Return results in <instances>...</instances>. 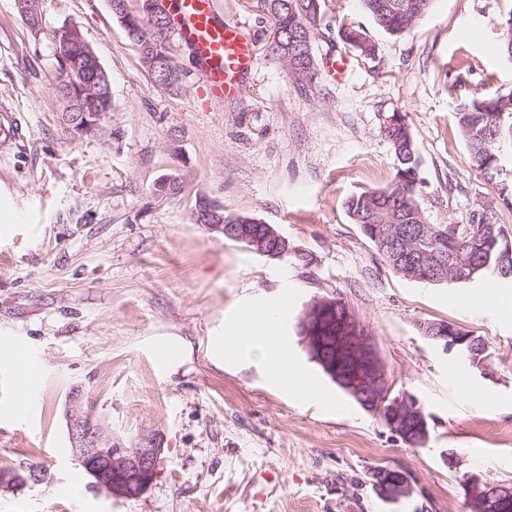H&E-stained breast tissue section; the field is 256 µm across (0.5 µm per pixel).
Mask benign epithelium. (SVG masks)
Segmentation results:
<instances>
[{"mask_svg":"<svg viewBox=\"0 0 512 512\" xmlns=\"http://www.w3.org/2000/svg\"><path fill=\"white\" fill-rule=\"evenodd\" d=\"M208 230L218 233H232L239 243L260 255L268 254L269 238H260L241 225L224 226L209 224ZM376 241L389 249L396 260V265L410 269V273L424 271L423 278L437 281L446 278L448 268L465 270L461 257L453 252L446 258H433L419 246L409 249L401 245L396 234V225L378 224L374 226ZM501 239L502 267L504 277L512 276L507 268V261L512 260V238L499 234ZM336 302L331 298L319 297L304 308L299 319L302 343L311 358L321 363L327 372L335 376L344 389L356 396L369 411L377 413L387 427L400 437L414 422H419L421 439L418 446L423 447L429 440L426 420L422 419L419 401L406 393L392 394L387 369L379 356L373 336L360 323L355 313L348 309L340 319H329ZM437 338L445 341V346L452 351L468 343L470 349L477 351L473 355L474 364L485 368L488 348L476 347L474 336L464 332H441ZM70 450L79 459L96 488L105 491L113 498H135L143 494L153 483L158 474L161 448L156 438L149 434L136 437L131 446L112 434L111 426L104 420H92L84 412L82 390L75 387L67 396L65 406ZM375 489L386 499L397 502L407 497L411 487L406 477L386 468L371 472ZM466 494L474 512H484L489 507L500 506L505 510L512 502V490L503 485H491L481 482L474 475L463 479Z\"/></svg>","mask_w":512,"mask_h":512,"instance_id":"1","label":"benign epithelium"}]
</instances>
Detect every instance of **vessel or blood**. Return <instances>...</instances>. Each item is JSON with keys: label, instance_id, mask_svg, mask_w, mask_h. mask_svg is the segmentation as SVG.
I'll return each mask as SVG.
<instances>
[{"label": "vessel or blood", "instance_id": "obj_1", "mask_svg": "<svg viewBox=\"0 0 512 512\" xmlns=\"http://www.w3.org/2000/svg\"><path fill=\"white\" fill-rule=\"evenodd\" d=\"M178 44L196 59L210 100L239 96L244 77L254 66L253 39L239 23L224 21L214 0H160Z\"/></svg>", "mask_w": 512, "mask_h": 512}]
</instances>
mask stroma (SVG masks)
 Here are the masks:
<instances>
[{
  "instance_id": "stroma-1",
  "label": "stroma",
  "mask_w": 512,
  "mask_h": 512,
  "mask_svg": "<svg viewBox=\"0 0 512 512\" xmlns=\"http://www.w3.org/2000/svg\"><path fill=\"white\" fill-rule=\"evenodd\" d=\"M216 6L251 30L256 65L238 98L207 105L186 47L175 50L185 77L173 93L144 71L109 0H46V28L77 26L111 82L104 132L75 139L60 120L49 40L33 37L17 0H0V114L18 127L0 141V193L14 216L0 223V341L25 348L42 373L19 413V373L0 363V468L43 473L0 488V512H470L463 474L512 485V313L485 307L476 286L400 276L345 202L393 178L380 129L395 112L415 139L428 223L467 224L494 198L453 110L512 93V59L500 50L512 0H433L399 37L369 23L360 0H327L317 56L344 52V24L363 25L377 54H350L343 80L324 75L306 90L266 55L270 25L250 0ZM164 175L183 190L160 202L150 191ZM201 193L273 225L293 258H267L193 223ZM283 289L280 334L326 405L272 384L266 363L215 349L240 310ZM321 296L346 302L394 393L418 399L425 447L360 408L310 358L298 319ZM442 321L481 337L486 369L425 336ZM75 387L116 435L157 438L159 472L139 497L97 490L71 454L64 404ZM447 449L458 470L443 462ZM377 467L402 472L409 497L378 496Z\"/></svg>"
}]
</instances>
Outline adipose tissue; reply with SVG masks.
<instances>
[{
	"mask_svg": "<svg viewBox=\"0 0 512 512\" xmlns=\"http://www.w3.org/2000/svg\"><path fill=\"white\" fill-rule=\"evenodd\" d=\"M288 315V294L280 292L262 305L258 315L241 314L234 322L232 350L240 356H257L268 362L276 383H288L303 396L316 402L324 396L314 380L288 358V346L277 335L281 321Z\"/></svg>",
	"mask_w": 512,
	"mask_h": 512,
	"instance_id": "ef3b65f1",
	"label": "adipose tissue"
}]
</instances>
